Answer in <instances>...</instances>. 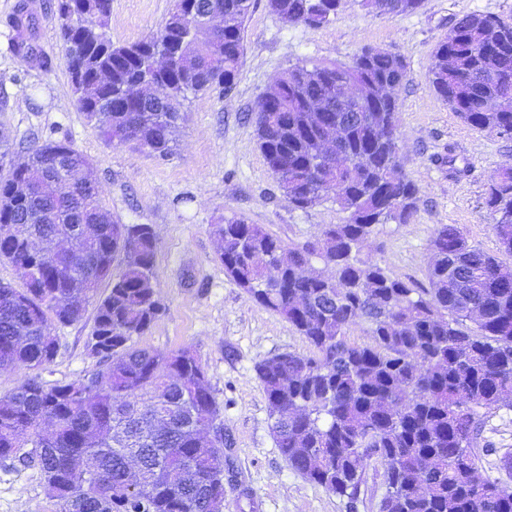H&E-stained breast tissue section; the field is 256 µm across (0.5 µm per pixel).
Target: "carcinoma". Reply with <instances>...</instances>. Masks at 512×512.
Here are the masks:
<instances>
[{"label": "carcinoma", "instance_id": "cac0c4a2", "mask_svg": "<svg viewBox=\"0 0 512 512\" xmlns=\"http://www.w3.org/2000/svg\"><path fill=\"white\" fill-rule=\"evenodd\" d=\"M80 17L56 13L74 105L108 144L149 146L166 157L182 109L230 91L243 66L253 0H174L161 27L130 44L106 32L112 0H75ZM343 0H267L290 24L319 27ZM423 0H362L391 18ZM224 14L217 42L198 37ZM28 0L13 17L14 49L25 38ZM437 96L472 127L500 135L512 111V21L460 18L433 53ZM346 74L364 103L337 88ZM406 64L363 49L350 62H299L259 96L255 132L288 203L305 211L331 200L347 219L313 241L287 245L235 213L214 227L224 271L250 300L291 324L311 350L254 366L276 447L288 467L354 500L371 461L384 467L379 512H512V489L477 474L470 451L480 410L512 408V167L485 197L498 253L441 224L430 242L427 286L358 259L380 224H406L417 190L399 164L396 121ZM57 161L43 167L45 153ZM0 176V262L23 286L0 282V369L49 365L50 322L69 325L94 306L93 373L46 387L30 376L0 394V460L35 466L60 512H223L224 415L200 360L188 348L139 347L163 307L154 280L158 239L148 224H123L82 175L89 159L68 140L25 148ZM321 263L325 270L318 271ZM107 293H99L101 286ZM366 324L369 343L347 331ZM26 452H21V449Z\"/></svg>", "mask_w": 512, "mask_h": 512}]
</instances>
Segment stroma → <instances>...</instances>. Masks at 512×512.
I'll return each instance as SVG.
<instances>
[{
    "mask_svg": "<svg viewBox=\"0 0 512 512\" xmlns=\"http://www.w3.org/2000/svg\"><path fill=\"white\" fill-rule=\"evenodd\" d=\"M17 0H0V128L15 147L69 140L93 164L92 177L114 216L125 224L152 225L158 237L154 276L164 307L138 346L167 353L191 348L205 368L224 410L223 512H378L386 493L383 469L371 464L355 502L336 496L291 470L276 446L256 362L281 352H308L284 319L255 304L227 276L217 259L214 226L238 213L284 242L314 239L343 214L335 203L294 209L270 174L257 143L254 109L272 80L293 64L347 63L362 48L399 55L407 76L399 92L400 162L418 190L410 223L382 224L359 257L394 277L425 282L429 243L437 225L454 224L470 245L493 253L498 242L485 205L497 171L512 164V140L465 123L434 92L432 53L463 15L512 18V0H424L415 13L396 18L367 12L346 0L328 24L291 25L255 0L237 83L193 100L176 134L172 155L158 157L129 145L107 144L78 112L64 63L55 10L57 0H32L31 42L36 55L15 56L11 18ZM172 0H112L108 32L132 43L155 32ZM92 312L63 326L51 324L59 342L52 364L39 370L45 386L92 373ZM482 476L512 488V410L484 414L473 445ZM37 468L0 461V512H59Z\"/></svg>",
    "mask_w": 512,
    "mask_h": 512,
    "instance_id": "obj_1",
    "label": "stroma"
}]
</instances>
